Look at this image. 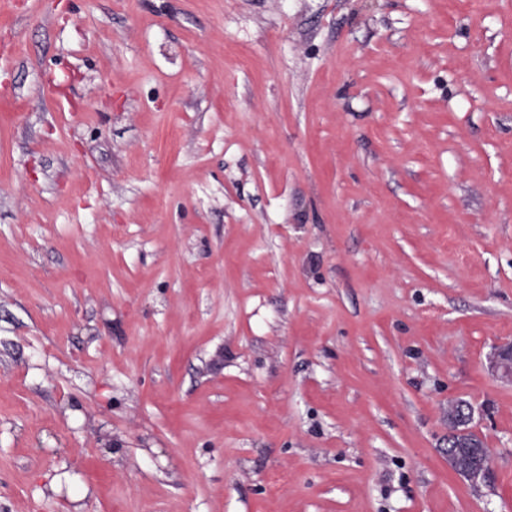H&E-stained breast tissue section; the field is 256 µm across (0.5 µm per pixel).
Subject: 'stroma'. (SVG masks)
Here are the masks:
<instances>
[{"instance_id": "1", "label": "stroma", "mask_w": 512, "mask_h": 512, "mask_svg": "<svg viewBox=\"0 0 512 512\" xmlns=\"http://www.w3.org/2000/svg\"><path fill=\"white\" fill-rule=\"evenodd\" d=\"M510 341L512 0H0V512H512ZM491 370L512 383V344L500 345L495 348L490 359ZM475 409L463 399L448 403V464L452 470L473 486L489 483L494 477L490 448L475 431ZM474 433L484 443L477 454V461L469 459L468 448L475 447L467 437ZM455 443V447H452Z\"/></svg>"}]
</instances>
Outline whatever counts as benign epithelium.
Segmentation results:
<instances>
[{
	"label": "benign epithelium",
	"mask_w": 512,
	"mask_h": 512,
	"mask_svg": "<svg viewBox=\"0 0 512 512\" xmlns=\"http://www.w3.org/2000/svg\"><path fill=\"white\" fill-rule=\"evenodd\" d=\"M491 370L512 383V344L495 348L490 359ZM475 432V409L463 399L448 402V464L452 470L473 486L490 482L494 477L490 449L479 450L477 460L469 459L468 449L474 447L468 436Z\"/></svg>",
	"instance_id": "benign-epithelium-1"
}]
</instances>
